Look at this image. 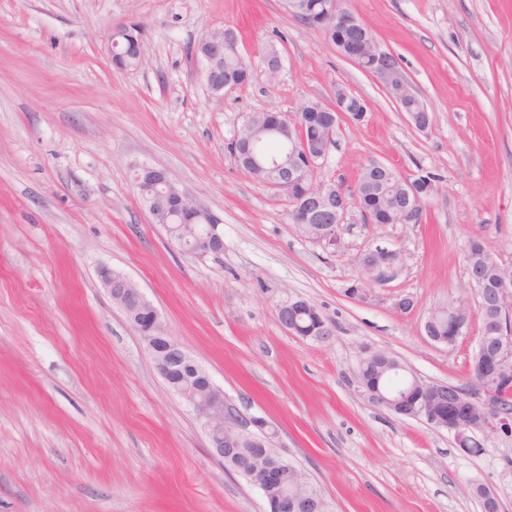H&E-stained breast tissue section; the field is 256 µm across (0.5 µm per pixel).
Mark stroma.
Here are the masks:
<instances>
[{
    "label": "stroma",
    "instance_id": "1",
    "mask_svg": "<svg viewBox=\"0 0 512 512\" xmlns=\"http://www.w3.org/2000/svg\"><path fill=\"white\" fill-rule=\"evenodd\" d=\"M400 62L433 114L417 129L380 76L345 58L286 0H0V512H266L214 455L112 303L100 267L132 278L165 330L242 413L265 417L333 512H512V433L478 454L448 430L371 404L357 374L384 349L423 380L465 386L480 331L455 345L428 314L473 302L465 245L512 266V0H345ZM137 25L145 61L116 72L108 34ZM234 29L249 81L215 96L192 48ZM277 51L269 80L260 58ZM361 99L317 180L354 190L378 162L439 191L421 222L369 224L351 206L335 241L290 221L285 193L237 166L250 117ZM167 172L221 221L224 252L185 254L141 205L134 166ZM398 249L399 278L348 289L371 245ZM414 307L398 312L396 301ZM313 304L333 334H289L278 312Z\"/></svg>",
    "mask_w": 512,
    "mask_h": 512
}]
</instances>
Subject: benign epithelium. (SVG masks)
<instances>
[{"instance_id":"7a95c632","label":"benign epithelium","mask_w":512,"mask_h":512,"mask_svg":"<svg viewBox=\"0 0 512 512\" xmlns=\"http://www.w3.org/2000/svg\"><path fill=\"white\" fill-rule=\"evenodd\" d=\"M321 12L322 24L327 30L336 25L352 29L357 22V17L343 6V0H322ZM343 56L364 70L372 67V72L380 75L388 89L401 84L400 107H405V100L417 98L412 86L403 78L395 57L380 49L368 27H363ZM293 124L294 131L288 135L291 163L282 178L267 184V187L286 193L292 211L302 212L301 220L324 223L309 238L333 242L336 240V228L344 223L349 211L347 193L339 186L330 188L325 182L315 181L314 174L333 147L335 125L326 127L327 136L321 153L314 156L307 145L295 144V139L305 138L306 125L296 119ZM136 173L135 185L140 195L150 196L163 186L166 193L177 196L179 209L207 217L206 227L201 224L177 225L171 239L181 247L189 246L191 255L197 258L224 252V234L218 230L219 220L212 213L178 188L165 171L139 165ZM307 181L311 188L319 187L323 192H308L301 198L295 197L294 187ZM363 253L372 257L373 262L360 267L356 282L350 286V295L354 298L365 297L367 285L387 286L392 283L390 279L385 282L377 279L378 263L384 256L397 257L400 265L396 274L403 270L401 252L395 249L376 245L363 250ZM467 272L476 291L475 306L491 303L501 308V319L494 327L493 337L478 336L475 350V353H480L486 342L492 339L498 349L497 359L473 368L470 387L464 389L426 382L410 374L407 388L395 391L389 388L388 382L395 375L405 374V367L399 364L383 375L376 390H366L373 404L392 412L413 405L414 418L448 430L453 434L457 447L465 452L471 451L474 435L478 432H512V413L503 411L499 396V389L512 386V269L501 267L499 288L493 292L483 288L482 277L475 270L469 268ZM100 280L112 302L124 311L140 333L158 375L202 422L215 455L262 493L269 512H322L316 500L288 495V471L282 460L284 454L280 449L271 447L269 423L261 417L243 414L224 397V390L214 383L206 369L182 345L166 335L160 313L138 284L122 272L112 273L109 268L100 270ZM306 307L307 304L299 301L282 306L278 314L281 325L292 331L293 313Z\"/></svg>"}]
</instances>
